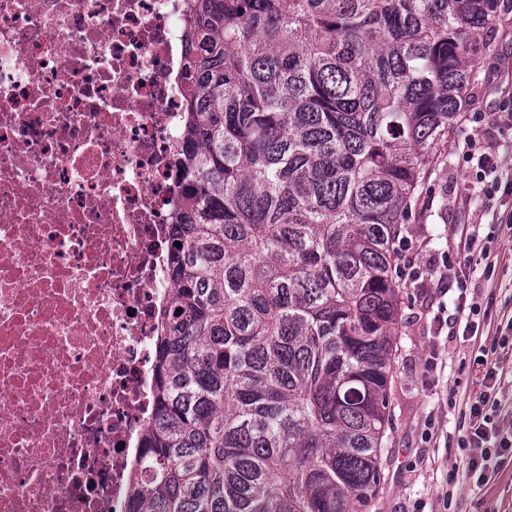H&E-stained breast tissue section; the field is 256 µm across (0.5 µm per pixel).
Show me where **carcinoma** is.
Masks as SVG:
<instances>
[{
	"mask_svg": "<svg viewBox=\"0 0 512 512\" xmlns=\"http://www.w3.org/2000/svg\"><path fill=\"white\" fill-rule=\"evenodd\" d=\"M186 193L129 512H373L396 236L509 0H189Z\"/></svg>",
	"mask_w": 512,
	"mask_h": 512,
	"instance_id": "obj_1",
	"label": "carcinoma"
}]
</instances>
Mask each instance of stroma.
I'll use <instances>...</instances> for the list:
<instances>
[{"label": "stroma", "instance_id": "35a3bbf8", "mask_svg": "<svg viewBox=\"0 0 512 512\" xmlns=\"http://www.w3.org/2000/svg\"><path fill=\"white\" fill-rule=\"evenodd\" d=\"M479 71L466 119L443 146L444 163L424 196L428 210L405 227V237L424 243L425 249L421 278L403 284L402 336L390 387V451L383 460L385 482L375 512H444L439 495L446 485L452 488L454 512H512V461L493 481L479 485L467 475L458 446L463 417L449 401L477 387L470 367L473 343L439 333L426 303L429 275L448 256L461 264L476 301L489 305L493 317L512 315V234L499 227L512 215V193L499 192L491 199L479 193L472 166L458 148L477 128L500 156L512 160V131L493 120L495 113H512V42H493ZM474 222L481 225L474 250L454 249L451 226ZM485 248L499 256L490 279L479 262ZM428 429L433 432L429 440L423 436ZM452 469L458 473L453 484L448 481Z\"/></svg>", "mask_w": 512, "mask_h": 512}]
</instances>
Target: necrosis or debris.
Returning a JSON list of instances; mask_svg holds the SVG:
<instances>
[{
  "label": "necrosis or debris",
  "instance_id": "obj_1",
  "mask_svg": "<svg viewBox=\"0 0 512 512\" xmlns=\"http://www.w3.org/2000/svg\"><path fill=\"white\" fill-rule=\"evenodd\" d=\"M186 32L185 0H0V512H128Z\"/></svg>",
  "mask_w": 512,
  "mask_h": 512
}]
</instances>
